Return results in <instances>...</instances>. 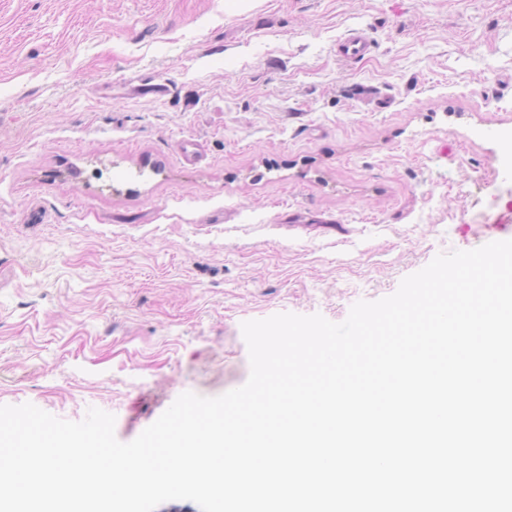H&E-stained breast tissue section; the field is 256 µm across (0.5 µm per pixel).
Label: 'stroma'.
<instances>
[{"label":"stroma","mask_w":512,"mask_h":512,"mask_svg":"<svg viewBox=\"0 0 512 512\" xmlns=\"http://www.w3.org/2000/svg\"><path fill=\"white\" fill-rule=\"evenodd\" d=\"M507 239L512 0H0V405L129 442ZM339 53L348 59H357L365 56L370 50V45L360 31L350 30L344 38L338 42Z\"/></svg>","instance_id":"obj_1"}]
</instances>
